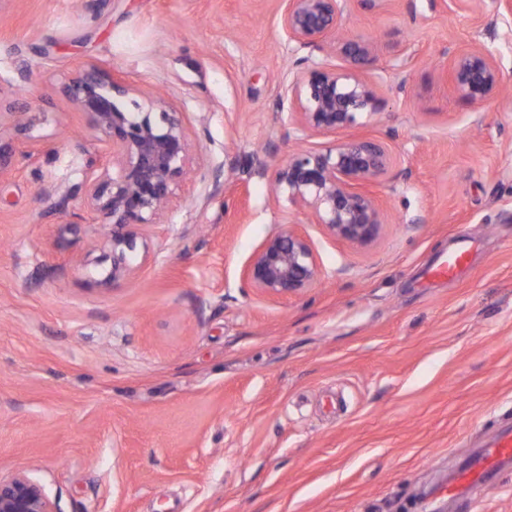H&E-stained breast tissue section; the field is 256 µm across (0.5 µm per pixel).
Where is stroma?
I'll use <instances>...</instances> for the list:
<instances>
[{"label": "stroma", "instance_id": "obj_1", "mask_svg": "<svg viewBox=\"0 0 512 512\" xmlns=\"http://www.w3.org/2000/svg\"><path fill=\"white\" fill-rule=\"evenodd\" d=\"M281 0H0V470H23L61 512H512V463L480 492L435 495L512 424V18L494 0H352L347 37L384 100L363 124L300 136L283 100L297 74ZM493 54L483 109L451 89L453 55ZM113 69L147 105L203 117L209 166L179 187L107 281L108 230L46 189L106 160L63 86ZM386 141L378 237L354 246L302 224L324 271L270 301L241 273L297 218L272 197L298 148ZM264 153L265 176L250 175ZM245 185L214 188L210 167ZM464 271H427L458 241Z\"/></svg>", "mask_w": 512, "mask_h": 512}]
</instances>
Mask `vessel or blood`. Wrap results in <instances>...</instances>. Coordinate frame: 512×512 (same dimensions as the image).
<instances>
[{"label": "vessel or blood", "instance_id": "vessel-or-blood-1", "mask_svg": "<svg viewBox=\"0 0 512 512\" xmlns=\"http://www.w3.org/2000/svg\"><path fill=\"white\" fill-rule=\"evenodd\" d=\"M468 256L467 247L461 246L448 254L431 270L432 276L449 278L465 263ZM512 461V428L498 429L474 454L471 459L459 468L448 482L449 497H459L477 491L490 482L499 468Z\"/></svg>", "mask_w": 512, "mask_h": 512}]
</instances>
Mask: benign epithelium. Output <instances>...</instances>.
I'll return each instance as SVG.
<instances>
[{"label":"benign epithelium","instance_id":"7a95c632","mask_svg":"<svg viewBox=\"0 0 512 512\" xmlns=\"http://www.w3.org/2000/svg\"><path fill=\"white\" fill-rule=\"evenodd\" d=\"M350 0H283L282 28L295 50L309 49L343 56L351 65L365 64L369 44L334 40L346 24ZM300 69L291 88V104L300 130L321 134L361 124L382 107L367 82L350 71L336 70L298 57ZM450 82L460 98L482 105L501 90L493 56L481 48L457 53ZM87 114L110 159L89 166L66 198L81 201L97 223L111 227V269L107 280L133 274L130 254L141 230L157 223L175 190L191 173L192 119L170 112L162 102L127 111L120 100L131 93L121 79L96 64L86 66L64 87ZM394 162L389 145L358 137L323 150L291 153L275 173L276 188L307 214L310 223L352 245H368L381 229L383 210L367 187L383 183ZM323 270L310 239L291 222L268 236L245 264L242 279L258 294L282 300L313 287ZM0 512H61L57 498L23 471L0 473Z\"/></svg>","mask_w":512,"mask_h":512}]
</instances>
